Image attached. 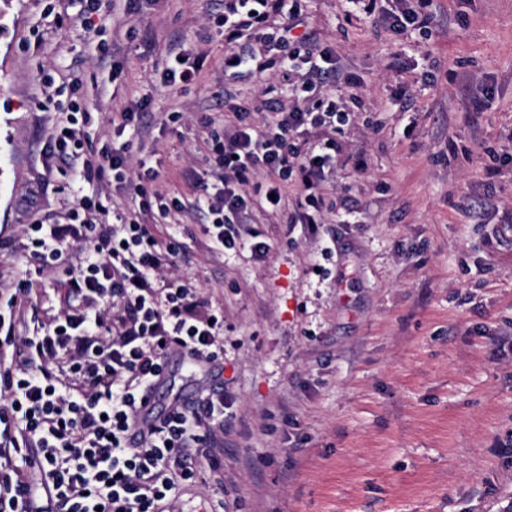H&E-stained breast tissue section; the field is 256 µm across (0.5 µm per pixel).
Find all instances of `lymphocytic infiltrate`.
Masks as SVG:
<instances>
[{
    "label": "lymphocytic infiltrate",
    "mask_w": 512,
    "mask_h": 512,
    "mask_svg": "<svg viewBox=\"0 0 512 512\" xmlns=\"http://www.w3.org/2000/svg\"><path fill=\"white\" fill-rule=\"evenodd\" d=\"M347 2L352 16L399 34L428 36L436 26L433 0H392L387 10L377 0ZM212 17L224 36L225 82L254 74L238 49L246 38L266 49L291 102L259 122L235 113L223 133L212 134L207 162L217 188L189 206L207 214L214 249L262 258L269 244L240 215L256 202L282 210L292 184L298 193L288 223H325L323 185L345 129L357 120L363 80L309 27L302 0H222ZM81 88L77 77L62 87L71 115L51 137L46 163L79 155ZM79 176L119 184L150 217L188 207L149 189L156 170L127 178L119 154L84 157ZM16 247L29 271L0 291V357L10 359L0 367V512H27L46 497L51 512H170L199 477L197 449H205L211 470L222 466L224 395L213 391L148 420V394L164 379L171 354L201 364L223 360V314L206 308L187 279L171 275L180 243L162 241L147 221L111 214L88 195L69 223L29 225ZM47 271L65 274V306L24 332L32 276Z\"/></svg>",
    "instance_id": "obj_1"
}]
</instances>
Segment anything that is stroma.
<instances>
[{"mask_svg": "<svg viewBox=\"0 0 512 512\" xmlns=\"http://www.w3.org/2000/svg\"><path fill=\"white\" fill-rule=\"evenodd\" d=\"M434 3L424 38L345 22L343 0H307L310 26L365 79L363 120L341 138L324 185L333 212L317 233L253 206L247 222L271 245L258 260L210 252L197 211L156 224L158 238L187 245L179 273L224 315L223 364L172 356L158 391L163 409L223 391L229 422L223 470L202 469L173 512H512V0ZM83 8L0 0V289L13 285L26 224L65 223L95 191L110 210L139 212L116 185L81 181V161L45 167L66 112L42 111L44 77L80 76L88 150L123 149L129 176L157 169L165 195L193 199L184 175L206 170L208 139L224 129L210 0H117L92 34ZM173 39L205 56L196 84L156 78ZM402 85L414 111L392 103ZM233 89L258 121L289 104L270 69ZM142 97L149 133L116 136Z\"/></svg>", "mask_w": 512, "mask_h": 512, "instance_id": "35a3bbf8", "label": "stroma"}]
</instances>
